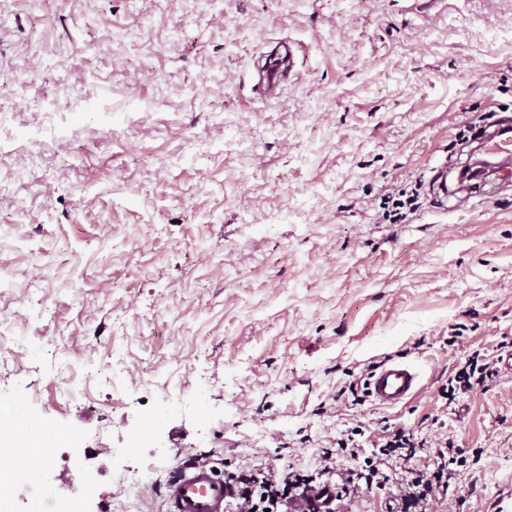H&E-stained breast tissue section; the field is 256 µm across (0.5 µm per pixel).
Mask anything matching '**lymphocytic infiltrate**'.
<instances>
[{
    "label": "lymphocytic infiltrate",
    "instance_id": "obj_1",
    "mask_svg": "<svg viewBox=\"0 0 512 512\" xmlns=\"http://www.w3.org/2000/svg\"><path fill=\"white\" fill-rule=\"evenodd\" d=\"M498 374L497 361L470 356L454 378L449 379L448 396L485 386ZM370 446V456H363V446ZM428 450L431 466L397 470L395 458L415 448ZM458 450L452 439L441 436L416 441L413 434L387 427L370 431L354 428L337 437L336 449L323 452L317 470L309 475L287 473L270 465L242 462L225 471L224 482L234 512H294L304 504L305 512H322L313 495L326 489L335 498L357 496L375 489L393 487L389 512H430L438 494L453 486L459 463ZM357 461V468L347 470L344 477L336 475V459Z\"/></svg>",
    "mask_w": 512,
    "mask_h": 512
}]
</instances>
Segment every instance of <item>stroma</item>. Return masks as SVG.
Wrapping results in <instances>:
<instances>
[{
	"instance_id": "stroma-1",
	"label": "stroma",
	"mask_w": 512,
	"mask_h": 512,
	"mask_svg": "<svg viewBox=\"0 0 512 512\" xmlns=\"http://www.w3.org/2000/svg\"><path fill=\"white\" fill-rule=\"evenodd\" d=\"M0 115V396L53 448L0 512H166L188 459L311 472L354 426L448 434L449 512H512V372L441 392L512 341V194L428 190L512 118V0H0ZM400 359L407 404H353L351 374ZM131 468L155 483L129 508ZM295 49L290 43L281 44L261 70L260 80L266 92L274 91L294 66ZM415 190V191H414ZM411 191V194H409L404 200L402 199H393L390 201V196L385 199L388 201L383 202V209L386 210L384 212L385 217H388L387 220H390L392 224H397L404 220L406 217V213H402L401 210L404 208H409V210H413L418 204V189H414ZM392 202V210H389V203ZM387 205V206H386ZM497 359L485 358L479 360V353H473L465 365L458 370L454 378L448 379L446 394L449 399H455L456 393L467 392L477 386L487 387L486 383L492 381L498 375Z\"/></svg>"
}]
</instances>
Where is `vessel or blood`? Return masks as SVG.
Instances as JSON below:
<instances>
[{"label":"vessel or blood","instance_id":"vessel-or-blood-1","mask_svg":"<svg viewBox=\"0 0 512 512\" xmlns=\"http://www.w3.org/2000/svg\"><path fill=\"white\" fill-rule=\"evenodd\" d=\"M292 44L280 45L265 63L260 80L266 91L277 89L294 66ZM478 158L454 168L439 166L432 181L435 197L442 202L454 198L468 202L490 199L512 191V121L489 124L480 139ZM420 374L407 361L382 365L369 380L370 398L382 408L404 404L419 389ZM167 512H228L224 475L206 461L184 464L165 489Z\"/></svg>","mask_w":512,"mask_h":512}]
</instances>
